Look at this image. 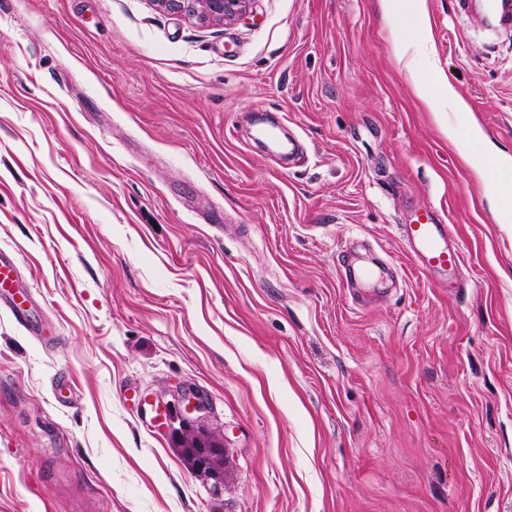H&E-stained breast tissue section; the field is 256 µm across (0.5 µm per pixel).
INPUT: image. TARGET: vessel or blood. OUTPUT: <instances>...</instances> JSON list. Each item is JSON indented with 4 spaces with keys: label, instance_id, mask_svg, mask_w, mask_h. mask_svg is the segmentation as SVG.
Returning <instances> with one entry per match:
<instances>
[{
    "label": "vessel or blood",
    "instance_id": "1",
    "mask_svg": "<svg viewBox=\"0 0 512 512\" xmlns=\"http://www.w3.org/2000/svg\"><path fill=\"white\" fill-rule=\"evenodd\" d=\"M454 3L457 15L470 27L491 35L512 32V0H454ZM402 238L415 265L434 274L438 282H445L449 270L462 260L460 249L448 241L447 225L434 223L429 214L403 225ZM16 270L15 258L0 253V304L21 320L28 314V295L14 286Z\"/></svg>",
    "mask_w": 512,
    "mask_h": 512
}]
</instances>
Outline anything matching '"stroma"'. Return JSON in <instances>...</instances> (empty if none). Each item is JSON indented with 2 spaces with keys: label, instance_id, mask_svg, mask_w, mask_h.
I'll return each instance as SVG.
<instances>
[{
  "label": "stroma",
  "instance_id": "stroma-1",
  "mask_svg": "<svg viewBox=\"0 0 512 512\" xmlns=\"http://www.w3.org/2000/svg\"><path fill=\"white\" fill-rule=\"evenodd\" d=\"M425 5L409 70L380 0L209 25L0 0V250L40 329L0 307V512H512V223L487 188L512 169H486L512 155V34ZM444 80L464 114L414 91ZM427 210L455 287L406 252ZM345 253L376 273L360 304ZM179 385L226 436L221 496L143 409Z\"/></svg>",
  "mask_w": 512,
  "mask_h": 512
}]
</instances>
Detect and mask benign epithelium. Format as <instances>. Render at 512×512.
<instances>
[{
    "instance_id": "1",
    "label": "benign epithelium",
    "mask_w": 512,
    "mask_h": 512,
    "mask_svg": "<svg viewBox=\"0 0 512 512\" xmlns=\"http://www.w3.org/2000/svg\"><path fill=\"white\" fill-rule=\"evenodd\" d=\"M156 8L200 22L242 18L252 9L254 0H149ZM174 403L164 405L165 417L178 422L171 437L189 466L205 476L216 492L224 490V434L199 425L193 414L206 409L203 395L190 388H179Z\"/></svg>"
}]
</instances>
